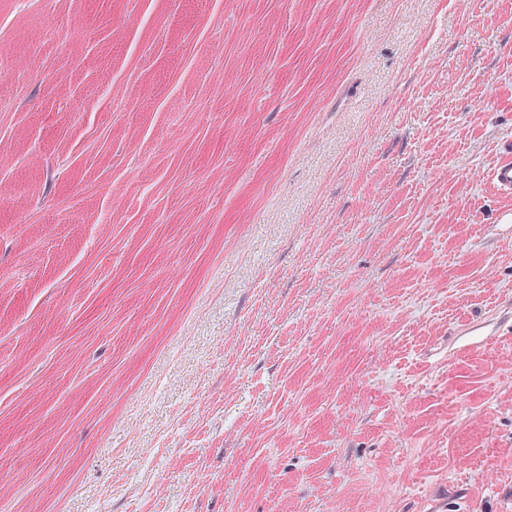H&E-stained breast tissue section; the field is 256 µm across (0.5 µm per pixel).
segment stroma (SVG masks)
Wrapping results in <instances>:
<instances>
[{
  "mask_svg": "<svg viewBox=\"0 0 512 512\" xmlns=\"http://www.w3.org/2000/svg\"><path fill=\"white\" fill-rule=\"evenodd\" d=\"M512 0H0V512H512ZM492 183L496 190L504 197H512V156H504L494 167Z\"/></svg>",
  "mask_w": 512,
  "mask_h": 512,
  "instance_id": "obj_1",
  "label": "stroma"
}]
</instances>
